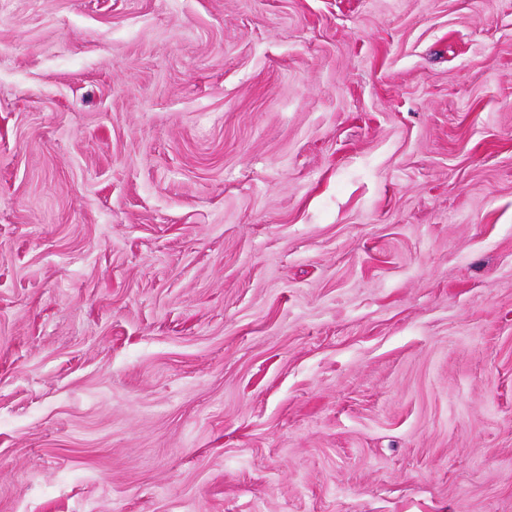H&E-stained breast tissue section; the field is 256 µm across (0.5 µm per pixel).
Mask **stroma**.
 Returning a JSON list of instances; mask_svg holds the SVG:
<instances>
[{
  "instance_id": "stroma-1",
  "label": "stroma",
  "mask_w": 512,
  "mask_h": 512,
  "mask_svg": "<svg viewBox=\"0 0 512 512\" xmlns=\"http://www.w3.org/2000/svg\"><path fill=\"white\" fill-rule=\"evenodd\" d=\"M0 512H512V0H0Z\"/></svg>"
}]
</instances>
